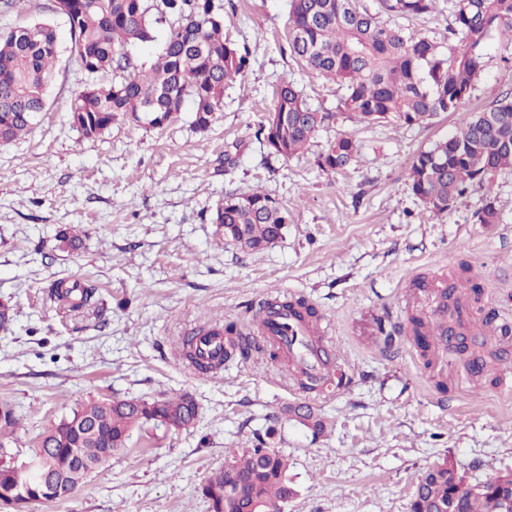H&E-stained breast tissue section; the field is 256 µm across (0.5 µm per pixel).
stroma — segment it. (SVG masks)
Here are the masks:
<instances>
[{"label":"stroma","mask_w":512,"mask_h":512,"mask_svg":"<svg viewBox=\"0 0 512 512\" xmlns=\"http://www.w3.org/2000/svg\"><path fill=\"white\" fill-rule=\"evenodd\" d=\"M49 0L0 6V31L36 22L68 36ZM289 0H224V35L247 45L250 67L224 93L211 128L184 112L160 129L118 119L84 138L69 103L88 80L61 51L32 132L0 143V401L20 418L10 452L23 459L51 422L92 398L190 394L196 424L152 430L92 473L69 498L30 512H209L200 486L226 451L273 434L298 494L284 512H408L421 473L452 458L475 484L512 469V359L470 373L460 352L422 358L411 317L428 318L426 287L476 286L464 314L494 312L512 329V172L473 184L445 213L412 194L421 150L456 132L470 113L512 92V45L492 37L464 111L430 124L364 126L338 110L336 82L288 51ZM330 113L307 148L287 159L256 138L281 81ZM359 142L338 173L316 160L337 137ZM261 189L288 210L283 236L251 252L219 237L210 216L225 191ZM499 220L478 223L485 197ZM74 225L83 246L57 250ZM60 279L98 286V301L71 310L51 299ZM313 307L350 370L351 384L302 389L283 361L257 346L217 377L179 358L185 336L215 323L245 330L262 299ZM304 404L326 430L315 436L284 415Z\"/></svg>","instance_id":"obj_1"}]
</instances>
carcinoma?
<instances>
[{"label":"carcinoma","mask_w":512,"mask_h":512,"mask_svg":"<svg viewBox=\"0 0 512 512\" xmlns=\"http://www.w3.org/2000/svg\"><path fill=\"white\" fill-rule=\"evenodd\" d=\"M71 44L91 81L71 100L73 126L85 138L96 137L118 117L140 120L148 128L188 110L192 128L205 132L224 107V91L250 65L247 47L224 38L223 0H68ZM436 0H377L370 11L360 0H290V56L318 75L335 81L343 94L340 107L360 124L396 121L423 125L441 113L459 112L482 68L481 50L498 34L512 43V0H448L459 46L444 51L434 41L415 38L395 18L432 13ZM163 46L150 63L133 48L156 40ZM56 30L44 23L0 32V143L28 134L45 110V90L58 55ZM330 117L311 109L299 88L278 85L273 108L257 138L269 153L284 158L303 150ZM358 142L343 135L329 144L316 163L324 172L346 168ZM512 171V98L503 97L471 114L449 138L413 158L409 180L413 195L428 208L445 213L474 183ZM481 224L498 222L495 200L476 212ZM224 238L257 251L282 236L288 210L259 190L229 191L212 217ZM57 248L78 252L79 232L67 227L56 235ZM54 296L72 309L92 305L93 284L53 283ZM422 355L437 346L420 319L411 321ZM286 414L317 436L326 426L305 406ZM199 416L187 395L81 403L52 424L28 459L44 477L16 487L7 448L19 425L15 407L0 402V509L27 512L34 503L60 501L87 477L106 466L112 454L128 447L136 431L164 427L186 430ZM210 512H281L297 495L288 456L261 439L251 448L232 450L223 474L201 485ZM409 512H512V470L471 487L452 458L427 467L412 495Z\"/></svg>","instance_id":"1"}]
</instances>
